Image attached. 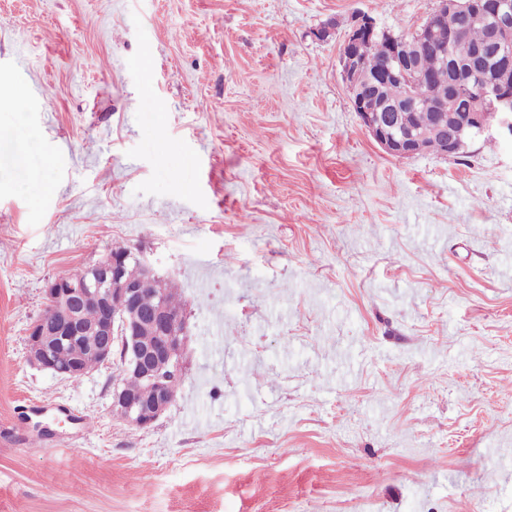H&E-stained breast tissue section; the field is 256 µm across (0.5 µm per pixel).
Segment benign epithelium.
<instances>
[{"mask_svg": "<svg viewBox=\"0 0 512 512\" xmlns=\"http://www.w3.org/2000/svg\"><path fill=\"white\" fill-rule=\"evenodd\" d=\"M471 0H437L434 12L418 29L417 45L435 50L450 65L448 98L436 106L435 135L445 144V154L455 156L466 147L469 136H484L496 125L512 136V0H485L482 14L490 19L485 43L466 44L459 36L441 27L449 11L468 12ZM381 34L376 21L360 14L341 46L342 76L354 112L365 130L388 155L409 157L427 152L423 136L400 121L399 113L418 107L412 92L417 81L428 75L421 70L414 46L402 35L387 33L390 52L385 65L371 73L358 58L356 46L364 38ZM478 83L480 92L460 106L463 89ZM397 84L402 93L377 101L370 89ZM140 262L129 251L124 256L109 253L85 268V278L73 283L64 275L47 282L44 288L48 312L34 320L28 329V357L33 364L58 371L56 358L69 339L82 336L87 352L103 363L116 358L119 378L112 390V409L127 423L148 428L173 404L177 387L161 377L168 367L182 372V348L186 326L182 315L165 301L161 279L146 265L144 276L132 281L125 276L126 261ZM152 290L156 302L142 307L141 296ZM100 310L97 321L87 323L82 312L87 305ZM138 380L151 389L130 391L126 379Z\"/></svg>", "mask_w": 512, "mask_h": 512, "instance_id": "1", "label": "benign epithelium"}]
</instances>
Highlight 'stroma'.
Listing matches in <instances>:
<instances>
[{
	"label": "stroma",
	"instance_id": "obj_1",
	"mask_svg": "<svg viewBox=\"0 0 512 512\" xmlns=\"http://www.w3.org/2000/svg\"><path fill=\"white\" fill-rule=\"evenodd\" d=\"M436 6L0 0V512H512V138L387 155L342 77ZM114 242L187 301L147 429L27 357Z\"/></svg>",
	"mask_w": 512,
	"mask_h": 512
}]
</instances>
